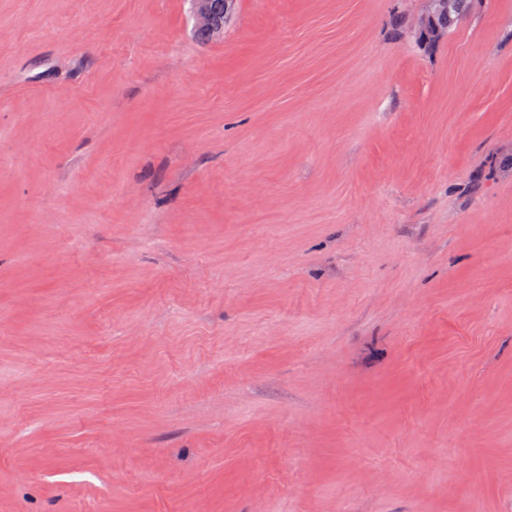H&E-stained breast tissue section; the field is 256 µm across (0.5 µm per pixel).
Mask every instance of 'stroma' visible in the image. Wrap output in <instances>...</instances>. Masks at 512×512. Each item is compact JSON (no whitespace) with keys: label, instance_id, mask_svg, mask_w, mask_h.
Masks as SVG:
<instances>
[{"label":"stroma","instance_id":"stroma-1","mask_svg":"<svg viewBox=\"0 0 512 512\" xmlns=\"http://www.w3.org/2000/svg\"><path fill=\"white\" fill-rule=\"evenodd\" d=\"M0 0V512H512V0ZM203 1L200 11L195 15L196 26L199 30L203 27H210L224 23L235 17L237 12V0H198ZM458 0H429L430 10L427 14L430 29L439 33L447 25L448 32L465 15L461 16L456 8Z\"/></svg>","mask_w":512,"mask_h":512}]
</instances>
